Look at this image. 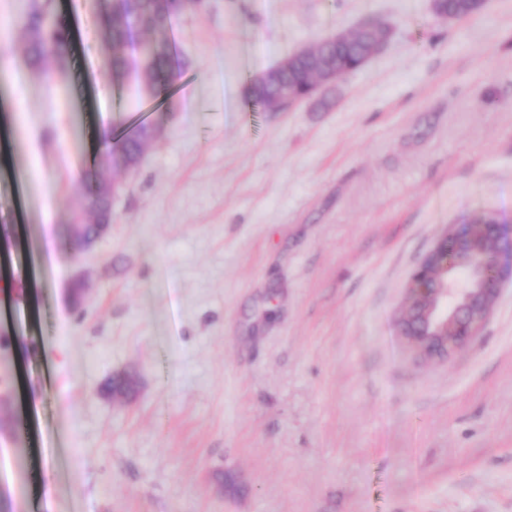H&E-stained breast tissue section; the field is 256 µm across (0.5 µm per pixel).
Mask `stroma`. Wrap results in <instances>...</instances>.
I'll return each mask as SVG.
<instances>
[{
	"mask_svg": "<svg viewBox=\"0 0 512 512\" xmlns=\"http://www.w3.org/2000/svg\"><path fill=\"white\" fill-rule=\"evenodd\" d=\"M0 0V88L25 175L0 190V512H512V281L476 340L419 362L398 316L446 226L512 239V0H210L177 17L156 101L112 82L101 0H62L63 72ZM373 22L384 48L279 112L243 87ZM151 107L133 170L103 135ZM121 184L74 245L90 170ZM137 390L112 392L113 375ZM432 2V8L436 13H447L448 15H453H443L447 17L448 20L467 18L476 14L480 10L475 0H434Z\"/></svg>",
	"mask_w": 512,
	"mask_h": 512,
	"instance_id": "obj_1",
	"label": "stroma"
}]
</instances>
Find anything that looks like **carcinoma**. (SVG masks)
I'll use <instances>...</instances> for the list:
<instances>
[{"mask_svg":"<svg viewBox=\"0 0 512 512\" xmlns=\"http://www.w3.org/2000/svg\"><path fill=\"white\" fill-rule=\"evenodd\" d=\"M183 0H110L105 26L112 42V78L119 82L128 68L123 49L137 33L154 35L145 43L147 55L140 71L144 89L151 95L165 92L172 84L177 55L167 32L173 16L182 11ZM437 13L467 18L479 11L475 0H433ZM25 37V50L30 63L45 67L48 59L62 66L68 59L71 44L69 21L55 7V0H30L28 10L20 19ZM384 30L373 24L359 27L349 34L324 38L294 54L276 67L247 82L245 97L260 104L266 111H280L285 89L290 88L303 98L314 96L323 84V76L331 66L346 73L359 69L363 58L370 56L383 38ZM157 134L147 123L136 126L133 133L113 140L110 165L114 169L137 167L143 151ZM118 185L105 181L99 171L86 174L83 206L77 221L84 224V235L97 234V226L112 222V195ZM486 214L471 217L470 250L484 255L494 247L484 238L481 225L488 223Z\"/></svg>","mask_w":512,"mask_h":512,"instance_id":"carcinoma-1","label":"carcinoma"}]
</instances>
